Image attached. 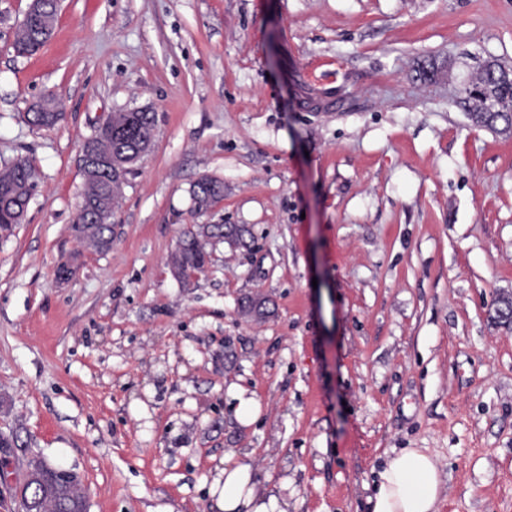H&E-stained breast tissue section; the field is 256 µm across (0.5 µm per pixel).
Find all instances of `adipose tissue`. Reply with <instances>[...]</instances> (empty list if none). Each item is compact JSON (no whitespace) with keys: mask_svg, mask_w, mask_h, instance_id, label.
Masks as SVG:
<instances>
[{"mask_svg":"<svg viewBox=\"0 0 512 512\" xmlns=\"http://www.w3.org/2000/svg\"><path fill=\"white\" fill-rule=\"evenodd\" d=\"M437 472L432 456L417 448L403 449L379 474L372 512H438ZM223 475L221 512H288L287 501L259 497L250 458L225 459Z\"/></svg>","mask_w":512,"mask_h":512,"instance_id":"1","label":"adipose tissue"}]
</instances>
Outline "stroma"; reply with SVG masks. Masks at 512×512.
I'll return each instance as SVG.
<instances>
[{
    "instance_id": "1",
    "label": "stroma",
    "mask_w": 512,
    "mask_h": 512,
    "mask_svg": "<svg viewBox=\"0 0 512 512\" xmlns=\"http://www.w3.org/2000/svg\"><path fill=\"white\" fill-rule=\"evenodd\" d=\"M29 3L0 0V166L39 172L0 238V512L33 457L79 475L87 512H219L246 452L289 512H370L406 448L436 459L438 512H512V131L454 103L512 66V0H61L19 56ZM48 94L61 119L30 126ZM136 108L153 146L97 252L70 232L81 147ZM203 177L224 198L199 216ZM198 223L254 243L185 283L169 258Z\"/></svg>"
}]
</instances>
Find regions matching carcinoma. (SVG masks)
Instances as JSON below:
<instances>
[{
    "mask_svg": "<svg viewBox=\"0 0 512 512\" xmlns=\"http://www.w3.org/2000/svg\"><path fill=\"white\" fill-rule=\"evenodd\" d=\"M20 39L24 42L34 41L51 31L40 16L25 14L18 23ZM512 71L502 63L498 64V74L491 75L484 67H479L475 75L465 85L456 103L468 112L469 118L476 125L491 131L512 129V79L507 73ZM113 132L110 136L92 135L90 140L103 152L128 154L137 162L146 154L152 144L155 114L148 109L141 112H115L112 114ZM32 166L18 160L0 170V185L10 188L23 180L36 179ZM122 182L113 178V174L103 172L100 175L99 191L87 193L85 212L80 216L72 230L75 238L85 246L95 250H108L112 246V224L101 222L97 210L112 212V205L118 197ZM190 194L199 211L210 210L224 194V189L202 187L195 183ZM28 191L21 192L20 197L10 206L0 209V236L12 234L19 223L18 210L25 208ZM251 232L236 224H196L185 230L179 237L176 248L170 258V266L179 272V278L186 281L190 275L201 270L210 253L205 243H236L248 248L247 237ZM19 507L21 512H87L84 494L77 475L68 470L48 465L40 459L28 462L26 480L20 490Z\"/></svg>",
    "mask_w": 512,
    "mask_h": 512,
    "instance_id": "cac0c4a2",
    "label": "carcinoma"
}]
</instances>
